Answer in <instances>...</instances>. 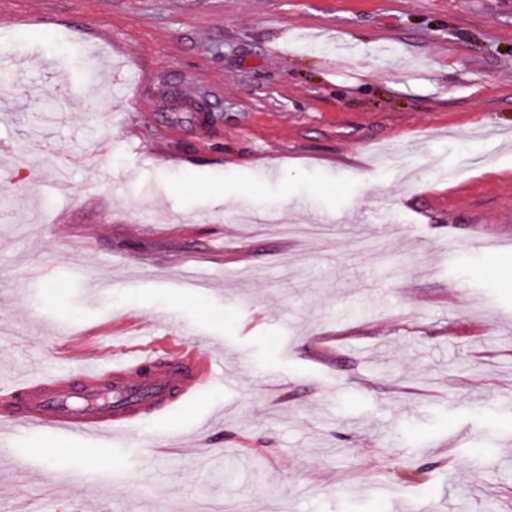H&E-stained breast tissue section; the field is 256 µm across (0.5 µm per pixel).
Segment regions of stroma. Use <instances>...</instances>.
Returning <instances> with one entry per match:
<instances>
[{
    "instance_id": "obj_1",
    "label": "stroma",
    "mask_w": 512,
    "mask_h": 512,
    "mask_svg": "<svg viewBox=\"0 0 512 512\" xmlns=\"http://www.w3.org/2000/svg\"><path fill=\"white\" fill-rule=\"evenodd\" d=\"M1 83L0 383L132 320L224 382L6 432L0 512H512V0H0Z\"/></svg>"
}]
</instances>
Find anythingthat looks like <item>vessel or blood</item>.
<instances>
[{
  "instance_id": "b4317fda",
  "label": "vessel or blood",
  "mask_w": 512,
  "mask_h": 512,
  "mask_svg": "<svg viewBox=\"0 0 512 512\" xmlns=\"http://www.w3.org/2000/svg\"><path fill=\"white\" fill-rule=\"evenodd\" d=\"M218 379L214 357L203 345L149 347L93 370L68 366L4 385L0 420L14 428L94 438L107 446Z\"/></svg>"
}]
</instances>
